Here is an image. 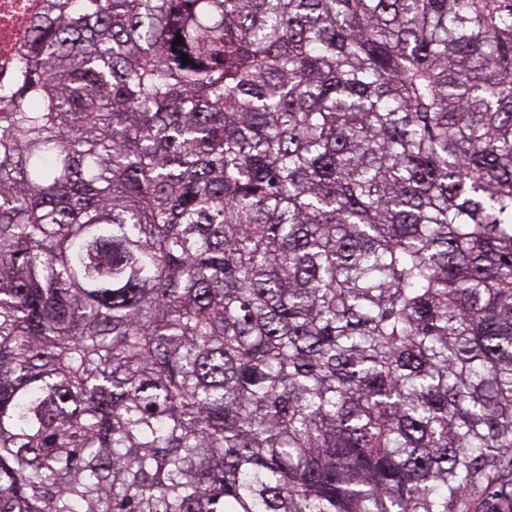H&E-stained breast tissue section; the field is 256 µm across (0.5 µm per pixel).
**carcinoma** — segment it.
I'll use <instances>...</instances> for the list:
<instances>
[{"label":"carcinoma","instance_id":"cac0c4a2","mask_svg":"<svg viewBox=\"0 0 512 512\" xmlns=\"http://www.w3.org/2000/svg\"><path fill=\"white\" fill-rule=\"evenodd\" d=\"M510 471L512 0H46L0 512H468Z\"/></svg>","mask_w":512,"mask_h":512}]
</instances>
